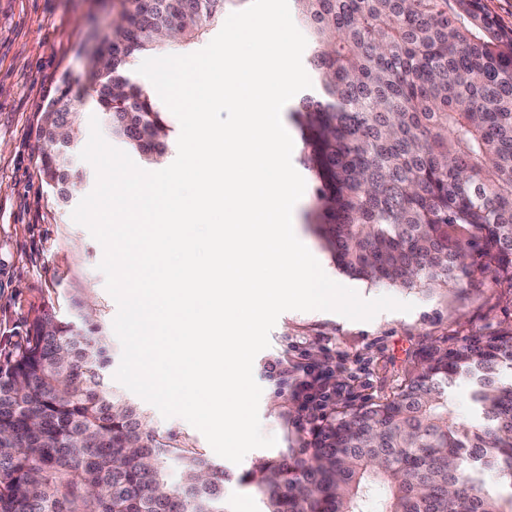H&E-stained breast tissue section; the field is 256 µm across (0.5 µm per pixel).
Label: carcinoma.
Segmentation results:
<instances>
[{
  "instance_id": "1",
  "label": "carcinoma",
  "mask_w": 512,
  "mask_h": 512,
  "mask_svg": "<svg viewBox=\"0 0 512 512\" xmlns=\"http://www.w3.org/2000/svg\"><path fill=\"white\" fill-rule=\"evenodd\" d=\"M250 0H118L88 60L109 130L148 166L172 133L130 58L195 44ZM316 92L290 112L316 181L308 223L345 274L401 288L489 273L512 289V29L482 0H291ZM43 112L41 180L67 198L59 126L69 82ZM35 315L0 353V512H232L224 470L152 429L104 386L103 326ZM512 329L436 350L398 391L332 408L309 444L242 480L260 512H512ZM468 381L472 416L452 417Z\"/></svg>"
}]
</instances>
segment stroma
<instances>
[{"instance_id": "obj_1", "label": "stroma", "mask_w": 512, "mask_h": 512, "mask_svg": "<svg viewBox=\"0 0 512 512\" xmlns=\"http://www.w3.org/2000/svg\"><path fill=\"white\" fill-rule=\"evenodd\" d=\"M118 10L116 0H0L1 352L23 342L38 311L51 308L58 318H69L74 289H84L86 298L95 301L104 325H111L117 313L98 269L103 248L71 214L96 182L94 168L79 157L89 139L90 119L100 114L87 87V50L111 38L109 20ZM64 79L72 85L79 114V135L66 155L75 186L65 204L41 181L37 166L39 120ZM296 232L334 281L363 299L387 295L413 309L382 312L369 321L326 311L292 310L279 316L269 347L253 364L262 388V430L277 443L250 451L238 464L221 460L229 475L224 492L232 512L258 508L242 475L311 440L315 425L294 395L304 370H312L329 388V405L376 401L392 394L435 350L455 348L467 336L512 328V290L491 276L478 274L440 289L375 285L341 272L308 224L298 222ZM121 354L120 342H113L104 370L112 393L136 404L160 435L211 454L205 437L186 420L163 418L115 380Z\"/></svg>"}]
</instances>
